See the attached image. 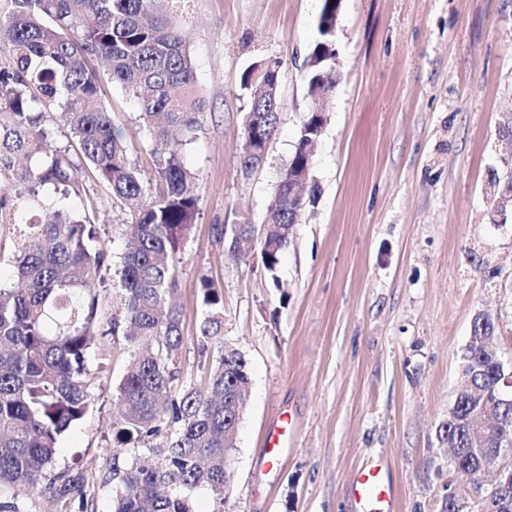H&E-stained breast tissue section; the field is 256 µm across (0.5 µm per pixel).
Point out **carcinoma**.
Instances as JSON below:
<instances>
[{
  "label": "carcinoma",
  "instance_id": "carcinoma-1",
  "mask_svg": "<svg viewBox=\"0 0 512 512\" xmlns=\"http://www.w3.org/2000/svg\"><path fill=\"white\" fill-rule=\"evenodd\" d=\"M336 18V3L321 0L312 54L325 57L324 71H336L328 50ZM0 42L11 47V60L0 65V175L12 176L0 188V225L12 226L10 238L0 239V512H20L19 497L38 487L68 512H91L84 473L55 467L61 436L94 401L88 356L101 321L90 285L111 260L98 224L70 207L80 195L79 171L106 184L131 239L113 284L123 320H112L110 334L124 337L129 363L115 388L123 410L112 422V441L155 456L149 466L114 465L113 512H192L190 498L201 488L212 497L211 512H224L230 439L247 403L249 362L229 345L204 387L178 390L170 367L183 341L172 261L199 215L197 177L184 152L200 128L203 99L187 40L161 0H0ZM95 60L134 99L146 136L165 142L151 152L155 192L99 99ZM280 67L278 59L262 60L241 77L250 114L244 173L261 162L275 132ZM55 109L68 121L67 145L56 142L47 124ZM296 165L294 153L265 215L281 229L258 250L271 274L290 244L288 178ZM259 234L255 224L235 225L228 250L238 253L240 240ZM200 307L205 347L224 338L223 294L205 279ZM495 334L492 316L473 319L464 349L469 384L440 427L450 464L479 477L489 452L472 444L470 421L495 402L502 430L512 436V396L484 348ZM489 502L497 512H512V483L488 487L478 512Z\"/></svg>",
  "mask_w": 512,
  "mask_h": 512
}]
</instances>
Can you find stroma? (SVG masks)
<instances>
[{"mask_svg":"<svg viewBox=\"0 0 512 512\" xmlns=\"http://www.w3.org/2000/svg\"><path fill=\"white\" fill-rule=\"evenodd\" d=\"M205 101L185 162L199 215L173 263L183 310L176 385L203 384L219 356L201 347L199 288L224 299V338L251 366L234 439L225 512H356L349 480L382 457L394 512H445L449 494L482 490L457 472L439 429L461 386L479 311L512 360V210L495 213L490 182L512 181V0H342L335 34L342 80L311 157L314 203L293 227L276 274L229 253L224 227L264 220L306 117L307 59L319 0H170ZM276 58L280 123L266 162L240 168V87ZM99 95L124 146L152 178V143L132 100L109 79ZM113 259L127 242L108 188L81 178ZM128 354L112 336L90 356L95 405L59 441L57 467L87 478L94 512H112L114 391ZM295 432L282 458L265 448L280 414Z\"/></svg>","mask_w":512,"mask_h":512,"instance_id":"stroma-1","label":"stroma"}]
</instances>
